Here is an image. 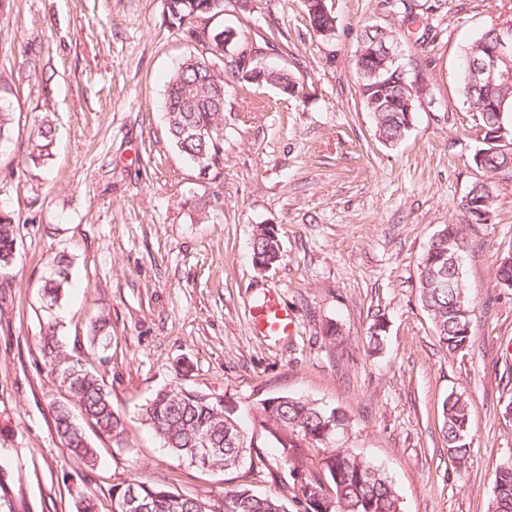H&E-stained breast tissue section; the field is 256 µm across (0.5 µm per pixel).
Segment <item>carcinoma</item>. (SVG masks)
Instances as JSON below:
<instances>
[{"label": "carcinoma", "instance_id": "carcinoma-1", "mask_svg": "<svg viewBox=\"0 0 512 512\" xmlns=\"http://www.w3.org/2000/svg\"><path fill=\"white\" fill-rule=\"evenodd\" d=\"M169 27L177 29L192 43L193 50L183 58L167 81L165 91L166 133L175 148L193 163L199 173L211 180L224 178V111L228 96L244 83L271 85L289 98H296L302 84L285 68H260L252 77L240 68L239 49L249 38L215 22L224 12V0H165ZM314 32L323 38L335 35L336 17L316 4L306 5ZM492 26L470 43L463 55L460 94L469 111L475 113L489 132L505 130L512 140V82L469 77L472 61L482 57L487 45L497 36ZM398 40V31L375 25L360 27L351 64L358 78L362 102L372 116L374 137L384 144H397L408 132L409 117L416 112L419 94L428 84L420 72L385 60L381 45ZM205 130V137L196 131ZM56 126L49 114L36 121L29 140L28 157L44 164L52 156ZM480 168L490 181L474 184L461 201L467 218L487 222L495 205L493 180H512V153L483 148ZM19 247V221L16 215L0 209V274L11 266ZM466 233L463 224H446L430 240L418 264V302L429 315L439 348L454 356L472 341L471 298L463 271L454 268L449 258L464 254ZM253 266L273 267L281 260L279 239L268 225L256 226L250 242ZM444 278L453 288H437L435 280ZM70 286L65 256L53 259L44 277L42 297L49 310L41 324L40 354L43 365L70 400L51 403L55 432L78 463L97 460L86 427L111 438L117 447L124 444L125 421L112 404L103 377L88 369L78 354L65 350L59 337V322L50 313ZM109 320L100 316L91 324L96 345L107 347ZM277 404L265 398L251 407L253 428L282 448L288 472L305 475L300 485H282L303 499L306 512H402L400 499L388 476L372 463L335 446L345 417L315 401L292 396H277ZM441 433L448 455L455 461L467 458L468 403L459 393H450L442 406ZM141 420L162 446L197 467L233 471L238 459L264 457L256 451L260 444L245 432L242 438L224 441V429L237 432L238 421L224 408V401L179 387L162 388L142 408ZM326 451L323 477L303 469L300 451L303 444ZM134 492L136 509L125 507L127 494ZM115 512H288L283 496L261 495L239 486L211 502L180 493L163 484L132 480L113 487ZM491 512H512V465L497 472Z\"/></svg>", "mask_w": 512, "mask_h": 512}]
</instances>
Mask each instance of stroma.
Returning a JSON list of instances; mask_svg holds the SVG:
<instances>
[{
    "label": "stroma",
    "instance_id": "1",
    "mask_svg": "<svg viewBox=\"0 0 512 512\" xmlns=\"http://www.w3.org/2000/svg\"><path fill=\"white\" fill-rule=\"evenodd\" d=\"M413 23L381 0H326L336 34L309 25L304 0H224L220 21L266 39L272 64L304 90L244 85L226 101L224 177L199 175L166 134V81L191 46L164 20V0H11L0 18V97L14 112L0 140V200L20 220L19 251L0 275V478L14 512H78L79 494L112 512L130 480L217 499L245 484L289 483L263 441L266 471L202 469L178 460L142 423V406L179 385L243 410L294 395L338 409L337 445L379 466L403 512H489L495 473L512 463V286L496 275L512 256V181L496 209L466 229L463 275L473 340L442 352L417 299L418 263L458 204L486 178L472 163L484 130L459 94L460 56L487 28L512 20V0H409ZM401 26V61L427 74L400 143H378L350 64L363 24ZM431 27L425 48L416 40ZM59 136L48 165L26 157L35 118ZM214 201L209 218L194 204ZM278 229L282 260L258 274L256 225ZM71 286L54 314L63 344L98 369L125 419V445L100 435L95 465L75 463L54 430L60 391L39 355L42 281L55 256ZM276 298L294 322L274 340L255 327ZM108 315L111 344L90 325ZM385 325L381 351L366 339ZM340 329L330 344L327 325ZM469 401L470 453L449 458L442 402Z\"/></svg>",
    "mask_w": 512,
    "mask_h": 512
}]
</instances>
